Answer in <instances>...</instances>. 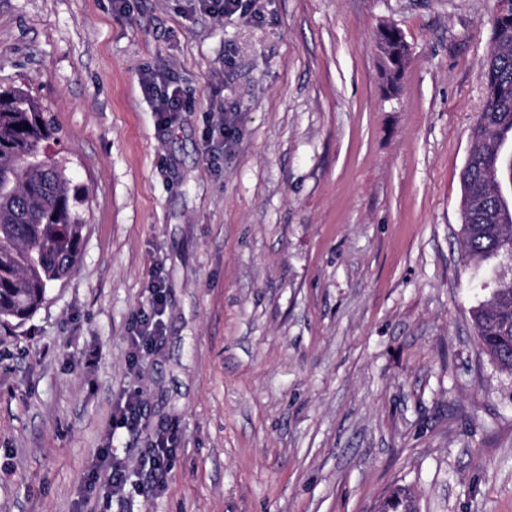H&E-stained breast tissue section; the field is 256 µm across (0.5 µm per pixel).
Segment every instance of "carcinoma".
I'll list each match as a JSON object with an SVG mask.
<instances>
[{
	"label": "carcinoma",
	"instance_id": "obj_1",
	"mask_svg": "<svg viewBox=\"0 0 512 512\" xmlns=\"http://www.w3.org/2000/svg\"><path fill=\"white\" fill-rule=\"evenodd\" d=\"M493 48L482 65L483 111L470 131L472 150L461 172L460 249L469 261L497 260L490 269L507 302L490 298L472 311L479 346L502 371L512 374V241L504 225L512 213L488 190L489 178L512 183V163L498 152L512 142V0L490 19ZM384 92L391 97L403 79L409 50L393 24L377 34ZM57 128L28 93L0 90V326L24 324L44 304L47 289L64 282L80 255L86 224V192L72 185L66 163L47 143ZM379 512H417L410 493L395 488Z\"/></svg>",
	"mask_w": 512,
	"mask_h": 512
}]
</instances>
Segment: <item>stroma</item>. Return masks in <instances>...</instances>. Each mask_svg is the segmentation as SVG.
<instances>
[{"label":"stroma","instance_id":"obj_1","mask_svg":"<svg viewBox=\"0 0 512 512\" xmlns=\"http://www.w3.org/2000/svg\"><path fill=\"white\" fill-rule=\"evenodd\" d=\"M495 8L0 0V85L49 112L88 195L76 270L0 328V512H378L396 487L417 512H512V375L471 317L494 284L457 244ZM384 24L409 46L393 99ZM157 69L185 93L168 123ZM134 391L139 427L112 430ZM142 86L145 93L154 97L156 112H166L169 114L170 112H178L182 100V91L179 87H174L169 92L170 85L163 72L146 73L142 78ZM172 438L163 437L157 441L155 448L151 449L149 467L155 477V483L163 485L171 471ZM100 460L102 463L107 462L105 468L110 471V477L107 481V485L110 488L111 498L118 496L123 489L122 472L124 470V465L121 461H113L110 449L108 448L102 450Z\"/></svg>","mask_w":512,"mask_h":512}]
</instances>
